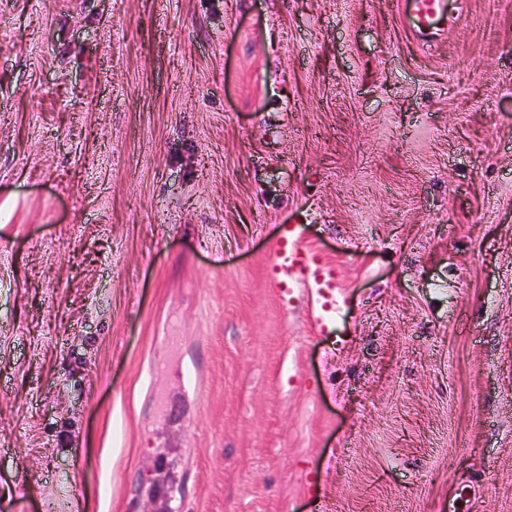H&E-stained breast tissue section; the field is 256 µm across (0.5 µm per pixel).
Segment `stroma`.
<instances>
[{
    "instance_id": "1",
    "label": "stroma",
    "mask_w": 512,
    "mask_h": 512,
    "mask_svg": "<svg viewBox=\"0 0 512 512\" xmlns=\"http://www.w3.org/2000/svg\"><path fill=\"white\" fill-rule=\"evenodd\" d=\"M0 512H512V0H0ZM457 0H401L404 16L410 19L409 31L414 38L425 42L445 19H449V4L458 5ZM272 273L275 285L282 293L289 294L292 288H311L322 307L335 304L338 287L335 268L323 264L312 256L297 241L294 228L283 230L281 242L274 252Z\"/></svg>"
}]
</instances>
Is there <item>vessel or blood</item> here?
I'll use <instances>...</instances> for the list:
<instances>
[{
  "label": "vessel or blood",
  "instance_id": "vessel-or-blood-1",
  "mask_svg": "<svg viewBox=\"0 0 512 512\" xmlns=\"http://www.w3.org/2000/svg\"><path fill=\"white\" fill-rule=\"evenodd\" d=\"M403 13L409 20L414 38L429 36L448 19V0H401ZM272 273L275 285L282 293L304 287L311 289L325 304H333L337 288L335 268L323 264L297 241L293 227H285L281 242L274 252Z\"/></svg>",
  "mask_w": 512,
  "mask_h": 512
}]
</instances>
